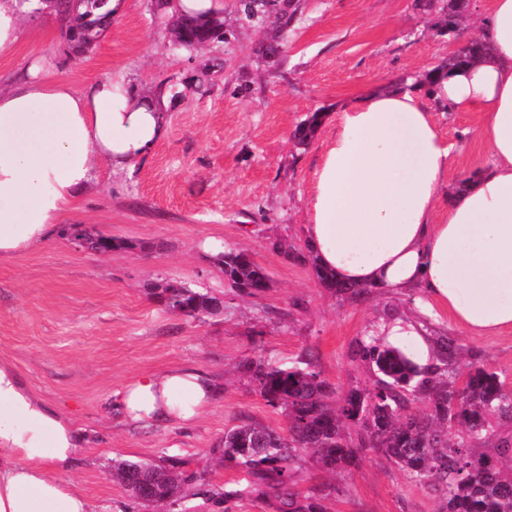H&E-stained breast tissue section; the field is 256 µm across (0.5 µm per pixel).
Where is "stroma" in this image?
<instances>
[{"label": "stroma", "instance_id": "1", "mask_svg": "<svg viewBox=\"0 0 512 512\" xmlns=\"http://www.w3.org/2000/svg\"><path fill=\"white\" fill-rule=\"evenodd\" d=\"M223 2L227 40L193 51L173 50L169 10L128 0L83 55L69 51L64 20L47 9L26 23L15 52L0 57L5 83L35 57L79 89L123 77L157 102L167 125L132 171L99 166L91 192L49 241L0 263V359L85 435L87 454L68 478L98 512H146L113 482L116 460L173 458L218 490L241 480L218 460L225 429L244 415L286 426L282 411L236 373L242 360L312 357L341 396L374 380L357 350L375 326L418 313L408 296L369 289L337 295L290 252L305 247L313 173L337 112L368 92L417 87L418 75L443 63L457 41L440 33L436 14L418 0H299L280 54L268 58L258 46L272 28L242 23L238 0ZM315 112L322 115L315 136L296 145V127ZM432 115L461 158L444 181L450 198L490 162L480 134L485 115L437 108ZM70 224L130 246L109 254L78 247L63 234ZM220 247L251 252L270 288L255 297L232 290L214 263ZM171 280L223 294V310L193 321L158 305L151 288ZM429 329L456 337L462 356L479 354L512 388L511 329L470 336L447 317ZM186 365L209 372L220 387L195 423L132 428L113 414L112 395L127 383ZM336 482L333 512L442 508L438 493L408 482L389 458L370 451Z\"/></svg>", "mask_w": 512, "mask_h": 512}]
</instances>
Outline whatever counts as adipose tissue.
I'll use <instances>...</instances> for the list:
<instances>
[{
    "label": "adipose tissue",
    "mask_w": 512,
    "mask_h": 512,
    "mask_svg": "<svg viewBox=\"0 0 512 512\" xmlns=\"http://www.w3.org/2000/svg\"><path fill=\"white\" fill-rule=\"evenodd\" d=\"M29 0H0V55L14 49ZM489 59L449 71L431 89L453 112H482L490 164L441 201L452 148L416 92L369 93L337 112L314 171L306 242L338 282L420 293L422 318L382 324L387 346L423 369L434 356L423 317L448 312L464 331L512 328V0L483 22ZM42 64L0 86V261L48 241L86 191L97 162L132 168L165 135L154 101L124 79L74 90ZM217 395L205 370L146 374L116 394L125 423L192 424ZM84 450L72 420L22 385L0 360V512H94L64 475Z\"/></svg>",
    "instance_id": "adipose-tissue-1"
}]
</instances>
